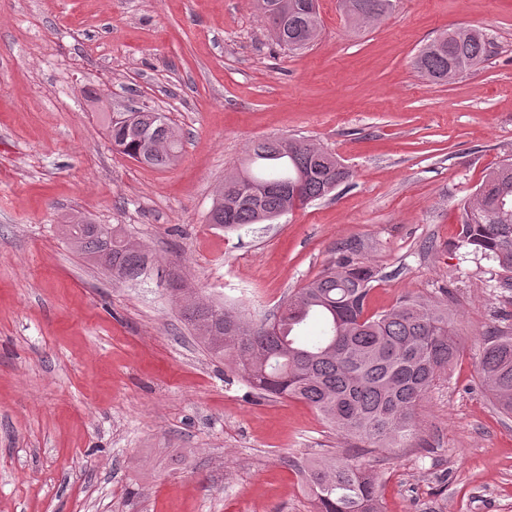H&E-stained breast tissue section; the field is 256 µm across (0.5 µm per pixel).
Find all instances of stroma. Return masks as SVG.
Returning <instances> with one entry per match:
<instances>
[{"mask_svg":"<svg viewBox=\"0 0 512 512\" xmlns=\"http://www.w3.org/2000/svg\"><path fill=\"white\" fill-rule=\"evenodd\" d=\"M307 51L277 47L254 0H0V512H312L299 461L347 445L306 403L259 398L181 318L171 277L260 319L336 259L376 281L369 313L454 295L460 355L380 473L385 512H512V417L477 376L512 287L459 240L462 207L512 157V0H397L351 30L318 0ZM482 29L480 69L413 62ZM148 106L187 132L176 165L120 154L104 115ZM302 137L351 177L269 224H210L252 141ZM78 214L150 256L118 282L59 231ZM490 52V44L480 29L457 28L431 39L419 51L414 65L430 82H444L478 66Z\"/></svg>","mask_w":512,"mask_h":512,"instance_id":"stroma-1","label":"stroma"}]
</instances>
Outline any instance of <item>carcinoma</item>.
Wrapping results in <instances>:
<instances>
[{"label": "carcinoma", "mask_w": 512, "mask_h": 512, "mask_svg": "<svg viewBox=\"0 0 512 512\" xmlns=\"http://www.w3.org/2000/svg\"><path fill=\"white\" fill-rule=\"evenodd\" d=\"M256 5L281 49L294 53L315 45L320 34L316 0H256ZM394 6L395 0H339L356 28L380 20ZM489 54L480 29L457 28L431 39L414 65L438 83L478 66ZM128 116V125L104 116L124 155L157 169L178 162L184 149L180 128L151 109ZM350 177L335 155L303 139L255 141L241 173L218 186L209 222L229 231L272 222L298 204L330 195ZM61 230L76 252L113 279L142 277L147 254L116 227L71 216ZM460 236L494 264L499 280L512 284V160L490 170L465 203ZM340 251L342 257L259 321L191 295L182 316L211 355L232 358L260 397L306 402L355 448H400L415 431L417 406L457 357L452 296L447 290L437 299L407 295L368 316L376 273L350 258L353 245ZM310 318L320 321V335L299 334ZM511 319L499 315L503 325L488 334L478 367L482 386L506 416H512ZM306 486L313 512H383L377 473L353 456L336 452L310 460Z\"/></svg>", "instance_id": "cac0c4a2"}]
</instances>
